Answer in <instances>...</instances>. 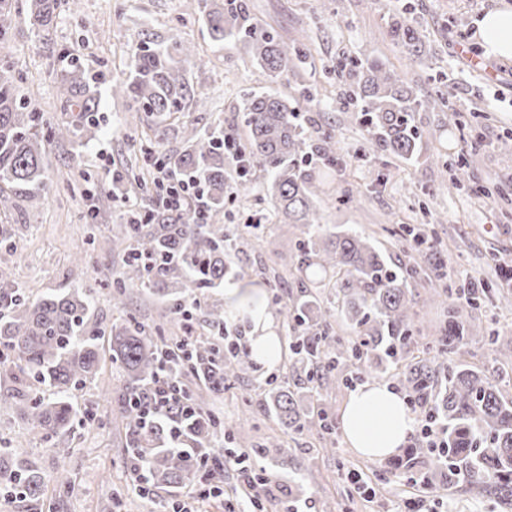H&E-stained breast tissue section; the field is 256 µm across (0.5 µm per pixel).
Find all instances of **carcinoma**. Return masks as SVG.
Returning <instances> with one entry per match:
<instances>
[{
	"label": "carcinoma",
	"instance_id": "obj_1",
	"mask_svg": "<svg viewBox=\"0 0 512 512\" xmlns=\"http://www.w3.org/2000/svg\"><path fill=\"white\" fill-rule=\"evenodd\" d=\"M16 2L0 0V39L12 29ZM25 2L34 30L47 35L60 0ZM206 18L213 42H244L272 82L305 57L301 44L289 48L256 22L246 0H211ZM391 34L409 56H418L420 40L409 7L396 11ZM61 53L71 62L57 75L58 94L63 109L77 113V120L47 128L41 112L28 108L17 91L23 76H15L12 65L0 63V206L5 209L16 198L34 201L50 192L45 159L53 144L90 140L101 127V101L92 79L70 49L63 48ZM202 65L203 58L194 47L178 41L169 45L142 40L127 53L124 69L112 80V96L135 101L129 131L138 137L145 158L160 154L167 127L180 120V115L193 105H204L206 93L195 89L190 80L191 69ZM336 69L345 73L351 96L361 103L359 112L370 134L369 151L391 153L407 162L417 160L415 116L443 110L446 99L439 94L421 95L404 75L376 59L360 63L345 58L336 63ZM243 112L248 128L243 150L254 167L270 177L266 196L276 215L287 224L301 225L298 246L305 268L316 266L342 274L335 281L333 300L326 307L316 306V317L309 313L310 294L290 304L273 298L285 318L295 322L297 335L289 343V373L268 380L269 401L260 408L274 410L284 430L321 432L333 447L336 433L327 412L308 416L289 383L313 392L343 359L358 363L364 376L390 371L410 400L429 407L440 421L448 467L433 461L445 482L427 475L429 488L438 492L463 480L512 510V398L505 397L498 380L484 371L464 362L447 364L448 355L461 356L462 349L474 340L464 310H449L444 333L419 349L413 336L409 281L426 272L392 269L381 252L355 230L326 233L322 229L315 206L321 181L310 164L317 158L325 166L336 165V135L324 132L312 140L298 123L296 107L277 92L245 93ZM181 132L183 149L162 159L177 177L203 181L207 209L202 214L190 207L167 213L152 206L142 224L121 219L112 225V240L131 245L112 280V299L118 306L129 287L150 288L165 299L166 314L182 322L187 333H193L187 316L192 306L206 308V323L221 331L224 305L208 303L207 292L224 282L227 251L252 231L246 226L232 238L220 224L226 189L224 128L218 125L202 131L183 122ZM113 180L152 197L151 182L133 170L119 171ZM10 276L0 268V375L12 381L7 395L0 396V406L13 410L40 442L49 444L62 432L96 423V411L75 407L70 396L95 378L108 361L122 382L112 402L131 444L129 464L140 461L147 468L142 492L196 486L203 471L201 453L216 447L249 457L232 447L234 433L224 429V422L211 410L213 399L224 392V383L242 371L241 356L224 354L222 337L166 338L130 316L112 324L109 358L105 359L99 348L104 330L90 321L92 289L70 288L34 300ZM487 293L483 287L458 291L471 309L479 308ZM338 310L356 330L355 340L346 342L332 335ZM164 373L182 386L181 395L168 414L144 429L138 404ZM189 374L196 380L193 388L183 382ZM44 392L49 397L42 396ZM175 421L191 448L160 447L170 439V425ZM72 483L64 465L47 472L37 460L22 457L12 448H0V488L8 493L19 489L26 500L38 503L48 485L62 488Z\"/></svg>",
	"mask_w": 512,
	"mask_h": 512
}]
</instances>
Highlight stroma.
<instances>
[{
  "mask_svg": "<svg viewBox=\"0 0 512 512\" xmlns=\"http://www.w3.org/2000/svg\"><path fill=\"white\" fill-rule=\"evenodd\" d=\"M410 4L422 51L409 60L390 34L391 17ZM251 14L276 32L288 46L301 42L306 58L290 68L287 79L270 83L261 75L243 45L235 40L215 45L204 24L203 0H81L79 14L61 11L47 40H40L25 22H18L0 42V59L14 62L27 83L21 90L32 108L53 123L72 120L62 108L56 76L67 62L58 53L61 44L73 45L88 71L100 72L104 122L93 139L83 144L59 142L52 146L48 175L53 182L69 179L81 186L83 176L98 185L96 201L89 202L70 190L48 200H16L0 215L16 231L14 248L0 247V264L9 267L17 286L35 298L60 288H94L92 318L103 327L122 315L146 324L162 319L163 306L143 288L128 289L123 306L112 301L110 282L123 257L110 242L111 228L124 216V191L112 183L115 170L145 167L131 141L126 122L134 107L128 98H114L112 75L124 52L144 33L166 41L194 44L207 55L206 66L192 69L195 87L209 94L205 107L185 114V121L201 129L223 126L225 135L246 138L242 108L245 90L270 88L297 97V107L309 132L334 130L340 164L317 168L322 192L317 208L323 223L352 228L373 240L395 269L440 258L447 266L445 293L435 300L417 297L411 308L419 344L428 343L448 324V309L456 305L455 288L469 279L485 281L492 293L484 306L467 310L479 333L469 342L470 364L494 368L496 349L512 348V288L503 286L495 260L512 256V204L503 205L484 189L501 188L512 197V63L485 55L474 21L487 11L512 0H248ZM379 59L402 71L424 95L441 94L450 109L421 112L416 117L421 155L408 163L388 153H364L369 132L355 113L342 109L349 87L335 70L343 57ZM464 169H457V161ZM228 189L224 196V222L229 232L257 214L267 222L259 239H249L231 256L228 281H250L264 292L282 297L299 294L301 287L315 289L318 281L300 267L298 226L280 223L271 215L266 178L252 173V191L237 194L238 176L233 163H225ZM460 186H452L456 173ZM361 203H354V196ZM418 228L436 244L435 251L413 247L406 231ZM98 243L85 248L87 233ZM499 339L498 348L485 344L487 336ZM273 372L245 358L240 378L232 380L212 409L225 423H238L241 445L281 438L288 446L287 460L254 459L253 465L270 479L271 504L266 512H285L287 506L309 504L313 512H396L406 496L405 479L381 487L377 503L365 491L343 479L345 470L373 469L374 463L339 440L324 449L317 436L307 432L283 433L277 420L250 407L263 398ZM116 376L104 374L74 391L79 407H96L100 424L59 434L45 445L30 434L11 409L0 410V446L39 459L45 470L67 464L73 475L68 488L49 487L47 507L30 505L19 495L0 501V512H114L112 496L123 492V512H221L219 500L194 502L182 490L160 492L146 498L135 492L121 461L127 455L126 431L103 401L107 389L118 387ZM454 512H499L495 503L459 484L437 493L426 491L425 512H440L442 503Z\"/></svg>",
  "mask_w": 512,
  "mask_h": 512,
  "instance_id": "stroma-1",
  "label": "stroma"
}]
</instances>
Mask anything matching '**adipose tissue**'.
I'll return each mask as SVG.
<instances>
[{
	"label": "adipose tissue",
	"mask_w": 512,
	"mask_h": 512,
	"mask_svg": "<svg viewBox=\"0 0 512 512\" xmlns=\"http://www.w3.org/2000/svg\"><path fill=\"white\" fill-rule=\"evenodd\" d=\"M487 55L512 62V8L486 12L474 22ZM259 288L231 284L224 290V311L230 316H249L254 323L248 344L250 356L258 363L277 366L283 356L280 338L275 336L265 303L249 304ZM413 416L402 399L384 384H368L351 392L341 415L347 441L363 456L379 460L397 454L414 429Z\"/></svg>",
	"instance_id": "1"
}]
</instances>
